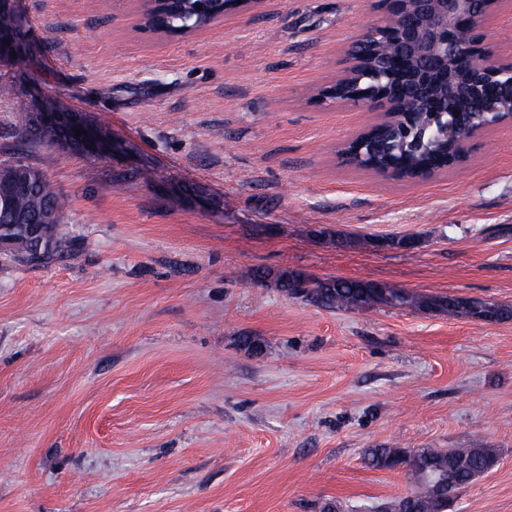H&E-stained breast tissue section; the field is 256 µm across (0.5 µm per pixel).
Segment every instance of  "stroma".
<instances>
[{"label": "stroma", "instance_id": "obj_1", "mask_svg": "<svg viewBox=\"0 0 512 512\" xmlns=\"http://www.w3.org/2000/svg\"><path fill=\"white\" fill-rule=\"evenodd\" d=\"M141 4L18 0L33 52L0 62V159L39 98L118 144L29 156L73 249L0 258V512H374L412 485L367 449L477 443L499 461L448 512H512V319L331 309L275 279L512 304V123L427 179L361 169L343 149L381 110L317 93L384 0H260L176 37ZM483 36L512 57V0Z\"/></svg>", "mask_w": 512, "mask_h": 512}]
</instances>
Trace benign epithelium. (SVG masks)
Listing matches in <instances>:
<instances>
[{"instance_id":"7a95c632","label":"benign epithelium","mask_w":512,"mask_h":512,"mask_svg":"<svg viewBox=\"0 0 512 512\" xmlns=\"http://www.w3.org/2000/svg\"><path fill=\"white\" fill-rule=\"evenodd\" d=\"M399 22L379 21L353 42L352 63L318 99L336 104L362 105L384 110L390 120L401 112V99L418 105L438 104L436 111L459 115L469 110L492 116L467 135L445 128L453 155L445 168L467 161L473 142L485 131L512 122V60L495 57L484 47L483 26L497 0H390ZM17 0H9V18L0 28V58L20 59L28 46L21 38ZM392 39L397 60L408 64L404 74L381 58L377 46ZM48 130L66 135V145L78 144L94 155L112 153V134L73 112H58L53 102L31 107ZM82 131L75 136V129Z\"/></svg>"}]
</instances>
